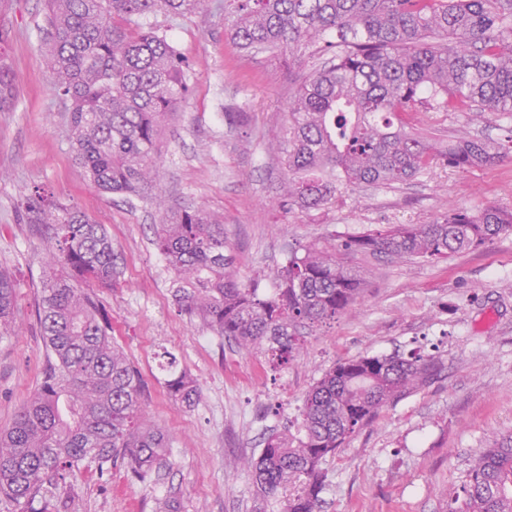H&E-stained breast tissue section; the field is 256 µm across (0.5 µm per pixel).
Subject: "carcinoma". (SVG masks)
Returning <instances> with one entry per match:
<instances>
[{
    "instance_id": "carcinoma-1",
    "label": "carcinoma",
    "mask_w": 512,
    "mask_h": 512,
    "mask_svg": "<svg viewBox=\"0 0 512 512\" xmlns=\"http://www.w3.org/2000/svg\"><path fill=\"white\" fill-rule=\"evenodd\" d=\"M203 0H48L46 67L72 101L70 145L99 191L139 196L157 175L159 141L188 92L192 63L139 19L192 14ZM224 37L254 57L304 45L321 66L288 104L278 142L282 202L320 210L336 181L404 183L434 167L492 165L512 150L463 131L429 140L406 121L422 112L512 116V0H224ZM15 73L0 57V106ZM154 244L178 277L181 311L248 353L294 359L300 329L336 319L358 300L357 256L431 260L477 250L512 233V212L448 209L430 224H399L330 247L292 250L271 295L243 284L224 254V224L205 208L159 203ZM53 241L37 315L50 365L16 421L0 430V498L25 512L40 499L60 512L69 478L85 461L122 460L143 480L160 469L164 431L146 417L143 379L113 341L96 290L112 287V240L84 210L42 197L26 207ZM16 284L0 270V329L14 323ZM167 356L168 393L187 406L197 384ZM437 361L418 353L364 355L336 363L306 393L299 417L246 461L261 501L282 512H321L323 459L385 407L424 386ZM465 512H512V434L475 459L462 486Z\"/></svg>"
}]
</instances>
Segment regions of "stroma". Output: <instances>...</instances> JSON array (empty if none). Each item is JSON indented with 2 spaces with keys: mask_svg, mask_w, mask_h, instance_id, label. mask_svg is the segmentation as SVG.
I'll return each mask as SVG.
<instances>
[{
  "mask_svg": "<svg viewBox=\"0 0 512 512\" xmlns=\"http://www.w3.org/2000/svg\"><path fill=\"white\" fill-rule=\"evenodd\" d=\"M193 64L185 102L167 120L148 195L102 194L70 149V103L45 70V0L0 5V56L16 74L0 110V268L17 281L16 330L0 335V429L41 384L47 351L37 319L45 239L24 221L41 190L104 224L115 257L112 285L98 291L112 334L139 370L147 412L169 438L167 463L145 481L122 463H83L71 483L72 512H255L244 461L295 419L323 373L363 355L423 347L442 369L384 409L322 462L323 512H448L482 449L512 433V234L439 261L361 260L364 292L334 322L305 335L295 360L272 365L247 355L182 313L176 277L153 243L157 199L202 206L224 222V251L244 283L272 288L289 250L324 246L382 224H427L449 207L512 210V157L466 170L435 168L391 187L338 183L322 210L284 207L277 136L288 101L315 65L267 52L248 59L224 39V0L193 14L147 15ZM506 120L466 112L419 115L422 134L464 129L501 137ZM196 381L186 406L164 384L166 354Z\"/></svg>",
  "mask_w": 512,
  "mask_h": 512,
  "instance_id": "1",
  "label": "stroma"
}]
</instances>
